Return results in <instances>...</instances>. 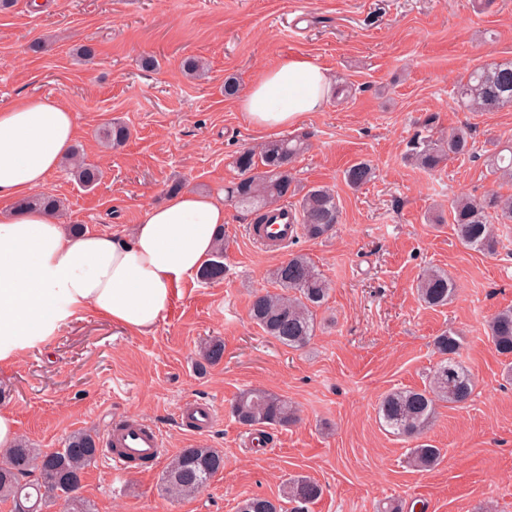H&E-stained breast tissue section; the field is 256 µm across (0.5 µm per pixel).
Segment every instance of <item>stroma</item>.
<instances>
[{"label":"stroma","instance_id":"35a3bbf8","mask_svg":"<svg viewBox=\"0 0 512 512\" xmlns=\"http://www.w3.org/2000/svg\"><path fill=\"white\" fill-rule=\"evenodd\" d=\"M39 38L46 50L29 53ZM85 42L97 49L90 65L72 56ZM150 56L158 67H143ZM189 57L206 63V76L183 74ZM287 57L315 61L352 93L329 97L288 130L258 129L241 96ZM510 60L512 0H14L0 11V106L22 95L61 99L75 116V145L105 171L92 190L63 168L49 176L47 191L66 204L62 224L127 233L167 200L173 180L224 192L237 178V151L287 134L308 144L296 180L333 188L341 219L328 237L302 236L271 253L249 241L250 216L226 206L223 278H187L148 333L78 314L0 368V411L43 451L78 429L103 434L124 414L159 428L157 462L124 477L101 456L86 468L79 493L95 512H237L254 495L279 499L297 475L323 489L303 512H378L386 503L412 512L416 502L425 512H512V381L487 338L490 318L512 307V224L495 225L498 250L484 254L459 243L450 214L460 196L512 195V181L487 162L512 142V107L473 112L453 94L467 70ZM230 76L240 92L228 97ZM114 118L131 134L107 150L97 130ZM462 124L469 154L433 172L406 159L414 138ZM361 160L376 176L355 190L344 172ZM292 253L307 255L331 284L300 350L249 316L254 294L275 291L269 273ZM430 267L457 286L448 305L418 298ZM446 330L460 336L475 387L466 405H439L423 439L444 458L419 471L409 442L381 427L377 405L392 390L427 386L433 340ZM212 336L224 342L217 365L198 354ZM246 388L296 412L295 423L270 427L268 447H250V427L231 413ZM200 399L219 408L199 439L223 453L224 469L203 492L172 501L161 491L165 467L199 440L179 409Z\"/></svg>","mask_w":512,"mask_h":512}]
</instances>
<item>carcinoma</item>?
Returning <instances> with one entry per match:
<instances>
[{
    "mask_svg": "<svg viewBox=\"0 0 512 512\" xmlns=\"http://www.w3.org/2000/svg\"><path fill=\"white\" fill-rule=\"evenodd\" d=\"M456 95L464 107L475 112H497L512 107V61L471 70L457 84ZM98 139L107 149L118 147L130 136L129 128L120 121H111L98 129ZM471 133L465 126L436 140L425 136L413 140L409 156L415 163L433 171L445 161L470 151ZM301 138L283 137L270 140L260 148H244L237 152L234 167L238 181L226 190L227 200L234 206L254 214V223H261V212L295 199L294 211L300 234L309 239L328 235L339 223L340 207L335 192L322 185L309 187L296 196L297 186L292 173L293 163L305 150ZM494 171L512 178V146L498 151L491 159ZM64 167L87 189L95 187L103 172L87 161L82 150L73 148L64 159ZM374 178V168L363 160L344 172L346 184L360 188ZM16 207L40 209L53 216L63 213V201L49 193L35 192L16 203ZM502 224H512V196L492 194L482 199L458 198L451 204L452 224L459 242L467 249L493 254L498 244L493 234L489 212ZM224 239H219L212 260L203 270L207 279L224 274ZM278 293H256L250 316L263 332L283 346L299 350L315 332L316 310L325 302L329 282L304 254H290L271 272ZM456 285L442 271H425L418 284L420 299L430 307L448 304ZM489 340L495 349L512 357V307L499 311L489 323ZM439 360L430 373L429 383L422 390L396 389L380 401L377 414L382 427L404 439L421 438L436 414L438 403L455 407L466 404L472 394V374L459 360L461 341L452 331L435 337ZM201 359L217 365L224 358V342L214 338L204 343ZM233 413L246 426L278 425L286 427L296 421V412L288 401L258 388L239 393ZM99 453L97 435L75 431L64 447L40 452L24 439L7 449L6 460L0 463V499L10 500L14 512H43L55 498L65 501V512H93L90 502L78 495L84 470ZM415 466L429 470L438 465L441 449L421 443L410 449ZM224 468V455L204 444L181 449L169 461L163 477V490L173 498L194 496L204 491L211 479ZM322 487L314 480L298 475L288 479L283 498L288 502L306 504L318 499ZM239 512H282L280 505L263 496L242 501Z\"/></svg>",
    "mask_w": 512,
    "mask_h": 512,
    "instance_id": "1",
    "label": "carcinoma"
}]
</instances>
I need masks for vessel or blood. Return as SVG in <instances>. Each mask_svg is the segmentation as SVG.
<instances>
[{
  "label": "vessel or blood",
  "mask_w": 512,
  "mask_h": 512,
  "mask_svg": "<svg viewBox=\"0 0 512 512\" xmlns=\"http://www.w3.org/2000/svg\"><path fill=\"white\" fill-rule=\"evenodd\" d=\"M299 232L297 222L287 216L275 214L272 223L252 224L250 238L266 249L276 251L293 241ZM218 417L215 404L194 401L186 404L181 419L192 435L206 433ZM106 459L121 473L129 472L137 462H154L161 455L163 443L160 431L134 416H127L112 426L106 436Z\"/></svg>",
  "instance_id": "vessel-or-blood-1"
}]
</instances>
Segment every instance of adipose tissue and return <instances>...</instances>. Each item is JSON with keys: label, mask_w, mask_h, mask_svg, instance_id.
Here are the masks:
<instances>
[{"label": "adipose tissue", "mask_w": 512, "mask_h": 512, "mask_svg": "<svg viewBox=\"0 0 512 512\" xmlns=\"http://www.w3.org/2000/svg\"><path fill=\"white\" fill-rule=\"evenodd\" d=\"M330 78L317 63L286 58L268 68L240 106L256 127L293 126L321 111ZM76 137L59 98L23 96L0 108V366L11 364L58 326L90 310L137 331H150L174 286L213 258L224 226V199L185 190L149 207L131 233L73 234L40 210L12 201L39 190Z\"/></svg>", "instance_id": "adipose-tissue-1"}]
</instances>
